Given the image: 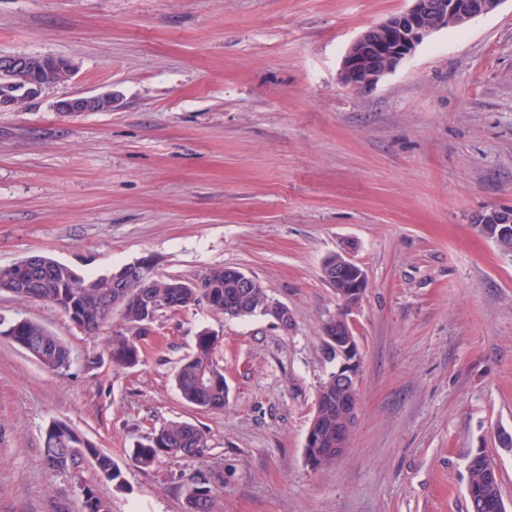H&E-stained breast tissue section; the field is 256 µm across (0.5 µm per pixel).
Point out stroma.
<instances>
[{
    "instance_id": "stroma-1",
    "label": "stroma",
    "mask_w": 512,
    "mask_h": 512,
    "mask_svg": "<svg viewBox=\"0 0 512 512\" xmlns=\"http://www.w3.org/2000/svg\"><path fill=\"white\" fill-rule=\"evenodd\" d=\"M408 0H0V55L75 64L65 87L0 112V265L41 253L84 276L142 259L186 280L233 266L288 306L228 318L206 302L162 314L138 365L54 305L0 292L6 322L38 321L71 351L50 372L0 337V512H185L192 483L212 512H469L466 460L493 453L512 512V255L477 215L512 208V0L443 29L372 89L340 64L367 27ZM113 92L108 112L64 117L65 95ZM350 248L368 287L352 317L362 355L344 455L315 470L304 444L334 370L322 327L340 303L322 278ZM204 330L219 337L230 401L186 404L173 379ZM96 357L88 365V357ZM109 453L42 462L51 421ZM172 421L204 429L198 459L136 466Z\"/></svg>"
}]
</instances>
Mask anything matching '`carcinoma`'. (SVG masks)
<instances>
[{
  "mask_svg": "<svg viewBox=\"0 0 512 512\" xmlns=\"http://www.w3.org/2000/svg\"><path fill=\"white\" fill-rule=\"evenodd\" d=\"M223 266L207 270L202 280L212 284L204 294L193 293L186 288H176L178 277L157 278L153 269H147V277L131 284L128 288L129 301L124 308V321L129 334L112 337L109 344L112 362L120 367L135 366L140 362L139 341L146 335L160 314L174 312L205 300L209 307L224 312V304L234 297L235 289L228 287L224 280ZM40 283L42 298L56 306L65 316L76 315L86 319V333L96 336L110 319L112 312L106 308V298L110 289L101 277H80L68 266L56 263L43 273L36 274ZM148 292L165 298L166 308L152 312L137 301L139 292ZM267 297L262 284L250 288L237 300L249 308L251 315H257L259 305ZM17 333L15 343L42 341L48 351L37 359L46 370L60 372L70 367V351L65 343L43 324L23 319L14 322ZM218 337L208 330L197 335L191 353L180 360L175 370L174 380L181 398L189 405L206 411H222L229 403L230 388L224 377V368L215 357ZM349 422L345 415L336 414L335 387L330 378H325L319 386L316 398V412L309 430L316 434L319 444L309 449L313 457L314 469H321L334 461L332 449L340 446L336 441V428ZM81 434L61 423H54L52 431L43 436L42 461L53 470H66L77 464V458L85 457L95 466L100 476L120 489L125 485L124 473L112 457L90 441H81ZM207 433L185 421H172L156 430L152 437L140 442L133 450L135 463L142 469L154 465L161 455H171L196 459L202 456L207 447ZM468 472L467 495L477 489H485L488 501L480 503L469 499L471 512H500L495 504L503 500L501 485L496 475L490 471V464L481 452L470 455L466 464ZM192 492L202 500L197 512H211L213 490L206 481L195 483ZM82 512H110L108 503L93 488L83 489Z\"/></svg>",
  "mask_w": 512,
  "mask_h": 512,
  "instance_id": "1",
  "label": "carcinoma"
}]
</instances>
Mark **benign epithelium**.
<instances>
[{
  "mask_svg": "<svg viewBox=\"0 0 512 512\" xmlns=\"http://www.w3.org/2000/svg\"><path fill=\"white\" fill-rule=\"evenodd\" d=\"M404 11L363 31L347 48L341 60L340 77L344 84L368 88L379 83L399 67L425 40L441 29L459 28L474 19L495 11L504 0H409ZM73 76V68L65 60L31 54L0 55V112H19L28 103L54 86L65 84ZM112 93L102 95H69L56 103V111L64 116L84 112H110ZM476 223L489 237L499 238L512 227V209L492 210L480 215ZM335 260L322 266L325 279L340 289L342 315L335 318L329 341L341 362L336 369V406L352 407L347 399L349 390L358 384L361 357L355 349V335L348 312L359 302L367 288L364 270L351 258L350 249L334 254ZM44 264V257L30 255L16 263V276L8 293L28 301H42L34 268ZM150 262L138 260L110 273L112 308L127 301L128 282L142 277ZM227 281L236 288L254 287V277L232 268L225 272ZM261 312L272 317L284 330L293 322L288 306L267 299Z\"/></svg>",
  "mask_w": 512,
  "mask_h": 512,
  "instance_id": "benign-epithelium-1",
  "label": "benign epithelium"
}]
</instances>
